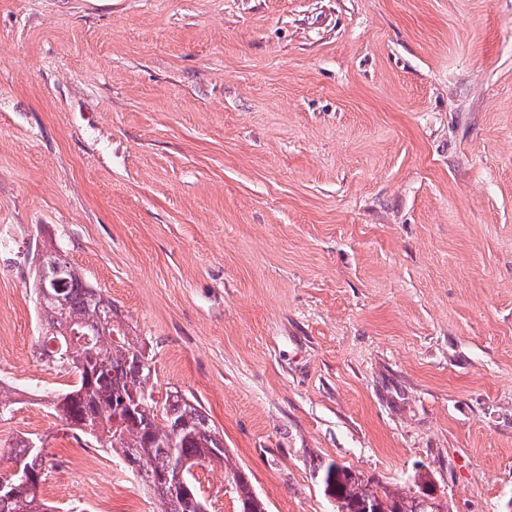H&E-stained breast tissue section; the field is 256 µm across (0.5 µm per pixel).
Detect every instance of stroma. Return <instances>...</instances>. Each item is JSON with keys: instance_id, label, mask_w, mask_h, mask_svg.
Masks as SVG:
<instances>
[{"instance_id": "1", "label": "stroma", "mask_w": 512, "mask_h": 512, "mask_svg": "<svg viewBox=\"0 0 512 512\" xmlns=\"http://www.w3.org/2000/svg\"><path fill=\"white\" fill-rule=\"evenodd\" d=\"M0 230V453L44 438L56 512L156 506L35 397L72 382L39 355L49 246L267 512H333L323 460L512 512V0H0Z\"/></svg>"}]
</instances>
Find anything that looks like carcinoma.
<instances>
[{"mask_svg":"<svg viewBox=\"0 0 512 512\" xmlns=\"http://www.w3.org/2000/svg\"><path fill=\"white\" fill-rule=\"evenodd\" d=\"M31 284L41 330L40 355L54 354L56 369L75 381L48 401L51 413L67 429L93 446L107 448L125 468L138 473L158 512H204L189 468L206 462L224 467L237 499V512H266L248 477L228 464L224 438L202 405L178 390L166 394L162 406L149 385L150 358L136 336L113 339L112 302L91 287L81 271L58 251L39 253ZM60 267L61 287H51ZM138 399L144 408L130 403ZM8 467L28 473L12 478L0 491V512H52L39 497L45 480L44 439L33 434L11 445ZM189 467L181 469L180 464ZM313 477L336 512H444L440 503L420 496L380 490L374 482L334 461L320 462Z\"/></svg>","mask_w":512,"mask_h":512,"instance_id":"cac0c4a2","label":"carcinoma"}]
</instances>
